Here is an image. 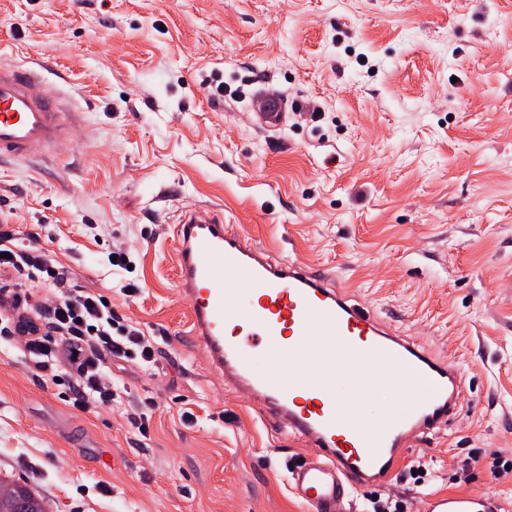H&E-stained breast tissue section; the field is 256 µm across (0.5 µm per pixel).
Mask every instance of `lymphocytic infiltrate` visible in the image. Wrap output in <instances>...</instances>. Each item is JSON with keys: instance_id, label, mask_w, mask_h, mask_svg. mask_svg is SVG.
Instances as JSON below:
<instances>
[{"instance_id": "lymphocytic-infiltrate-1", "label": "lymphocytic infiltrate", "mask_w": 512, "mask_h": 512, "mask_svg": "<svg viewBox=\"0 0 512 512\" xmlns=\"http://www.w3.org/2000/svg\"><path fill=\"white\" fill-rule=\"evenodd\" d=\"M0 280L8 286L0 335L21 338L20 351L40 377L67 385L81 410L109 408L118 389L107 380L108 362L120 359L145 370L156 362L154 340L106 303L105 295L70 284L67 269L43 255L17 249L0 231Z\"/></svg>"}]
</instances>
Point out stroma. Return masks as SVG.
I'll use <instances>...</instances> for the list:
<instances>
[{
    "mask_svg": "<svg viewBox=\"0 0 512 512\" xmlns=\"http://www.w3.org/2000/svg\"><path fill=\"white\" fill-rule=\"evenodd\" d=\"M2 59L46 62L81 120L66 153L0 164V226L157 353L115 370L120 408L83 412L0 342V474L50 512H305L286 475L315 448L190 334L173 228L207 205L464 374L455 416L351 512L466 492L512 512V0H0Z\"/></svg>",
    "mask_w": 512,
    "mask_h": 512,
    "instance_id": "1",
    "label": "stroma"
}]
</instances>
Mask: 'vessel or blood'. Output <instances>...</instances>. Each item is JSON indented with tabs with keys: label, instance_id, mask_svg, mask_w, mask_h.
<instances>
[{
	"label": "vessel or blood",
	"instance_id": "1",
	"mask_svg": "<svg viewBox=\"0 0 512 512\" xmlns=\"http://www.w3.org/2000/svg\"><path fill=\"white\" fill-rule=\"evenodd\" d=\"M42 70L0 62V156L39 159L70 145L73 114L66 99L43 94ZM175 236L190 333L212 370L260 416L317 450L288 470V486L307 512H345L360 487L382 484L403 464L410 438L454 415L459 369L383 331L330 275L272 260L214 210L184 211ZM258 349L267 357L261 369ZM352 364L366 371L350 398H337L336 380ZM385 389L391 408L367 416L364 404ZM497 509L469 493L428 501V512Z\"/></svg>",
	"mask_w": 512,
	"mask_h": 512
}]
</instances>
